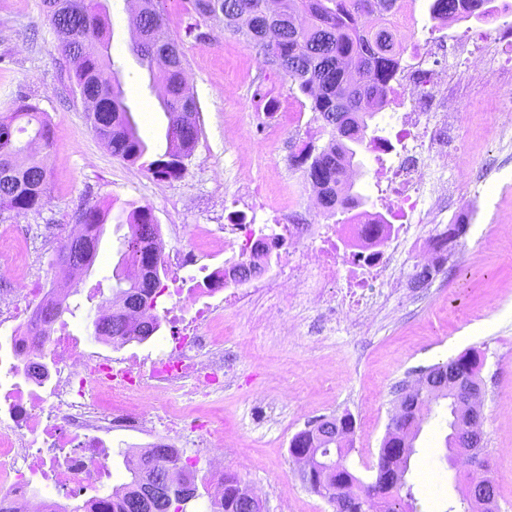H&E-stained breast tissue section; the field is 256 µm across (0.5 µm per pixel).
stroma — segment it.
<instances>
[{
    "label": "stroma",
    "mask_w": 512,
    "mask_h": 512,
    "mask_svg": "<svg viewBox=\"0 0 512 512\" xmlns=\"http://www.w3.org/2000/svg\"><path fill=\"white\" fill-rule=\"evenodd\" d=\"M110 4L111 54L126 102L152 153H163L167 119L158 89L130 51V5ZM164 7L169 32L184 53L200 125L183 176L165 181L112 156L94 134L84 104L69 91L68 65L55 48L41 0H0V113L26 95L53 131L51 146L40 153L49 172L43 208L0 214V265H18L37 287L53 286L66 227L93 204L114 211L130 203L150 206L170 247L193 253L201 265L208 262L205 251L175 233V225L217 231L235 212L252 224L275 223L272 213L248 205L247 190L257 187L285 200L292 222L312 221L301 207L308 180L294 158L306 143L321 148L330 136L317 121L296 129L279 119L308 111L309 99L222 25L188 33L187 0H165ZM269 98L277 110L271 117L264 114ZM459 149L466 165L490 166L492 178L507 188L479 223L466 225L448 266L426 287L381 296L375 320L361 327L343 322L323 331L315 310L289 308L295 319L291 339L263 327L270 300L251 302L248 321L225 309L224 359L234 377L204 413L235 443L224 457L225 473L265 485V512H333L291 466L290 443L309 423L351 414L356 428L347 464L372 480L400 387L471 350L482 361L478 380L490 476L500 512H512V416L499 411L502 402L512 401V232L492 222L494 212L512 213V155L499 152L486 124L468 129ZM122 236L116 224H105L99 255L71 298L78 310L67 322L77 335L91 333L88 289L112 292ZM447 433V407L434 406L408 473L420 512H447L460 496L462 474L443 458Z\"/></svg>",
    "instance_id": "1"
}]
</instances>
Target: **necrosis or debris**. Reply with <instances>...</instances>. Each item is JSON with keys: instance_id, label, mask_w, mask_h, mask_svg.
<instances>
[{"instance_id": "4bbe7bcc", "label": "necrosis or debris", "mask_w": 512, "mask_h": 512, "mask_svg": "<svg viewBox=\"0 0 512 512\" xmlns=\"http://www.w3.org/2000/svg\"><path fill=\"white\" fill-rule=\"evenodd\" d=\"M473 14L470 0L440 26V38L454 42L460 75L436 68V39L408 32L394 88L380 100L389 109L395 136H372L369 148L385 182L382 210L357 212L348 224L289 223L276 228L231 221L211 248L218 258L199 275L183 277L189 255L172 252L161 260L173 274L175 302L166 312L170 334L157 350L136 357L102 353L56 322L32 328L35 310L54 301L53 288L18 286L0 291V326L10 336L0 342V502L11 512H46L54 492H82L87 512H104L112 497V472L100 460L113 459L112 436L140 433L156 445L179 437L197 457H210L202 479L215 499L224 495V432L199 415L201 406L230 379L219 333L225 305L271 295L312 299L325 327L335 328L337 311L364 316L376 285L389 279L388 261L401 246L421 261L437 263L436 237L413 230L435 216L457 215L467 207L477 217L489 202L483 174L467 168L448 149L449 134H461L476 103L489 91L512 86V24L456 26ZM316 240L299 258H280V242L303 234ZM259 259L250 287L239 290L235 266ZM31 362L29 373L19 361Z\"/></svg>"}]
</instances>
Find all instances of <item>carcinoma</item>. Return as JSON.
<instances>
[{"instance_id":"cac0c4a2","label":"carcinoma","mask_w":512,"mask_h":512,"mask_svg":"<svg viewBox=\"0 0 512 512\" xmlns=\"http://www.w3.org/2000/svg\"><path fill=\"white\" fill-rule=\"evenodd\" d=\"M147 6L134 19L135 36L131 51L140 66L147 67L150 79L163 84L159 104L166 118V148L147 164L153 174L178 179L185 171L199 138L196 122L198 106L194 96L183 93L187 85L184 54L178 41L169 33L163 0H145ZM194 23L193 33L202 24L221 21L224 28L241 37L244 44L263 55L268 63L288 79L297 90L310 99L311 111L331 136L330 145L317 151L305 147L295 157L304 167L307 179L325 190L324 209L336 214L334 186L344 167L355 166L357 151L368 128L372 114L365 103L371 95L392 79L402 54L389 19L400 12L401 0H189ZM43 13L53 29L56 46L62 56L74 63L69 75L72 92L83 102H93L94 133L110 150L112 156L135 164L149 151L139 136L129 106L125 102L121 82L116 77L111 54L112 30L109 7L101 0H42ZM32 127L33 135L21 143L18 134ZM53 132L42 118L36 105L26 96L15 100L12 112L0 115V211L17 214L37 212L47 196L48 172L42 160L28 155L25 165L16 164L17 151H28L40 142L48 147ZM109 210L96 206L81 212L85 233L78 238L80 254L87 255L85 269H90L98 255L104 224ZM116 223L126 224L118 250V261L112 271L116 287L112 295L124 300L130 310H149L157 306L161 295L159 256L149 247L151 238L159 232L152 210L137 206L122 211ZM96 329L120 341L135 336L144 341L154 334L152 323L132 327L122 315L107 322H96ZM464 366L476 374L477 357L465 353L446 364L431 367L436 381L448 376V371ZM447 401L453 426L455 401L450 393L422 394L420 402ZM343 433L333 427L304 429L291 440L290 447L309 456L337 454V465L320 470L309 477L306 485L317 495L337 499L336 512H365L368 499L379 501L382 512H417L407 486L410 455L391 457L389 442L396 436L395 426L389 427L379 450L378 462L387 465L375 479L392 483V489L371 495L347 466L339 441ZM156 472L169 476L173 462L168 449H155L151 459ZM144 464L126 468L130 492L112 499V512H142L135 498L140 488ZM202 497L198 482L187 479L173 483L154 505L155 512H186L187 505ZM219 512H252L241 496V482L234 475H224V505Z\"/></svg>"}]
</instances>
